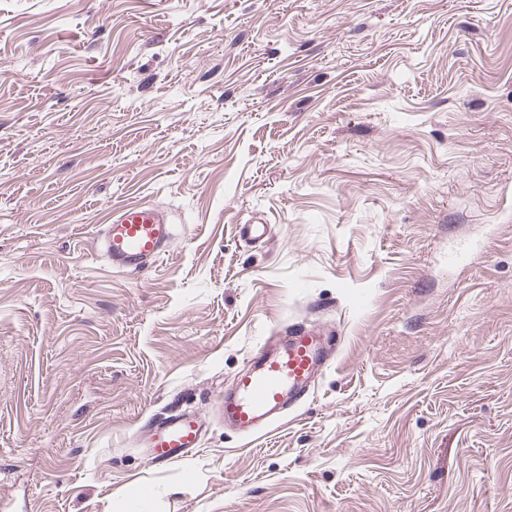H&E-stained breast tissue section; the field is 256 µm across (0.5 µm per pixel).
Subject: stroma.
<instances>
[{
	"instance_id": "35a3bbf8",
	"label": "stroma",
	"mask_w": 512,
	"mask_h": 512,
	"mask_svg": "<svg viewBox=\"0 0 512 512\" xmlns=\"http://www.w3.org/2000/svg\"><path fill=\"white\" fill-rule=\"evenodd\" d=\"M295 322L333 362L225 429ZM0 512H512V0H0ZM171 217L155 205L128 204L112 212L102 228V249L113 268L143 271L168 252ZM331 337L319 328L288 326L284 340L269 337L249 357L220 405L224 426L253 436L276 425L288 408L304 401L318 372L333 355ZM202 435V423L193 412H182L156 421L150 429V445L162 462L179 459L189 448H196Z\"/></svg>"
}]
</instances>
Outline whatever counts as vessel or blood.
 Wrapping results in <instances>:
<instances>
[{
    "label": "vessel or blood",
    "instance_id": "b4317fda",
    "mask_svg": "<svg viewBox=\"0 0 512 512\" xmlns=\"http://www.w3.org/2000/svg\"><path fill=\"white\" fill-rule=\"evenodd\" d=\"M173 237L168 212L155 205L128 204L115 209L102 228V249L112 267L143 271L168 252ZM334 352L331 337L319 328L297 323L284 340L266 341L253 351L220 405L224 423L244 436L276 425L289 407L304 401L318 372ZM202 423L192 412L156 421L150 445L156 459L171 462L197 447Z\"/></svg>",
    "mask_w": 512,
    "mask_h": 512
}]
</instances>
